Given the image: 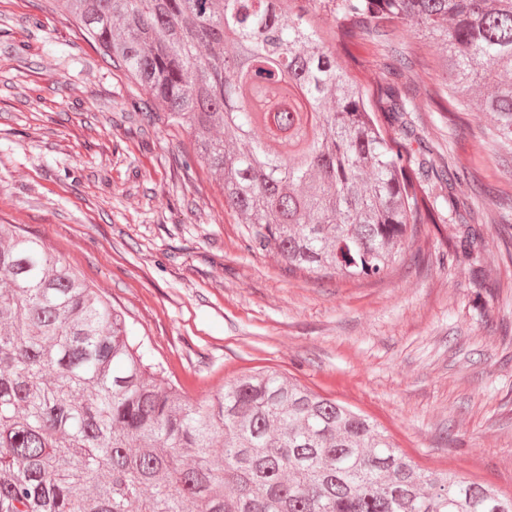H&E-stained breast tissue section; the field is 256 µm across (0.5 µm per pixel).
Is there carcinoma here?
Segmentation results:
<instances>
[{
	"mask_svg": "<svg viewBox=\"0 0 512 512\" xmlns=\"http://www.w3.org/2000/svg\"><path fill=\"white\" fill-rule=\"evenodd\" d=\"M289 272L383 277L437 223L375 112L464 101L512 156V0H57ZM330 11L342 53L311 17ZM414 33L416 41L408 40ZM391 61L352 75L360 50ZM431 57L443 82L417 63ZM457 191L460 169L437 172ZM512 512L274 372L187 399L106 295L0 225V512Z\"/></svg>",
	"mask_w": 512,
	"mask_h": 512,
	"instance_id": "obj_1",
	"label": "carcinoma"
}]
</instances>
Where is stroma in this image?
<instances>
[{"label":"stroma","mask_w":512,"mask_h":512,"mask_svg":"<svg viewBox=\"0 0 512 512\" xmlns=\"http://www.w3.org/2000/svg\"><path fill=\"white\" fill-rule=\"evenodd\" d=\"M408 118L415 136L388 126L391 145L462 166L472 219L432 178L441 221L389 276L291 274L54 0H0V224L104 292L184 395L274 370L368 416L422 470L512 495V165L475 152L481 113Z\"/></svg>","instance_id":"obj_1"}]
</instances>
